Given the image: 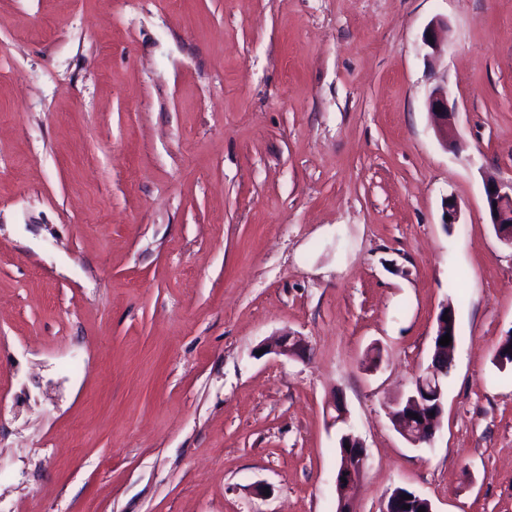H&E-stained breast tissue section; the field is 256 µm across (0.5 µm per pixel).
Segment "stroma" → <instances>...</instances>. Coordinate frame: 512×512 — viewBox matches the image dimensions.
Returning <instances> with one entry per match:
<instances>
[{"label":"stroma","instance_id":"1","mask_svg":"<svg viewBox=\"0 0 512 512\" xmlns=\"http://www.w3.org/2000/svg\"><path fill=\"white\" fill-rule=\"evenodd\" d=\"M487 173L512 179V0H0V512H336L348 430L355 512H512ZM446 304L416 447L390 412ZM426 108L444 145L456 152L462 151L464 144L455 132L452 121L455 110L449 105L448 90L440 85L434 87L427 97ZM443 315H447L448 321L443 320ZM455 323H456V318H455V311H454L453 307L449 306L448 304L444 305L441 308V311L439 312V314L437 316V329H436V334H435V338H434V343L438 344V347H437L438 350H443L448 355V361H450V366H452L453 354H454V350H455L456 343H457V339L455 338V330H454ZM446 334L450 335L451 342L447 346H442L439 344V341ZM437 360H439L438 367L440 370L443 371L445 368H447V365H448L447 360H442V359H439L438 357H437ZM450 366L448 365V371H446L444 373L445 378L451 369ZM342 440L338 448L341 456L336 476V512H353L351 502L363 479L368 457L361 439L352 432L342 435ZM346 445H349L350 449H346Z\"/></svg>","mask_w":512,"mask_h":512}]
</instances>
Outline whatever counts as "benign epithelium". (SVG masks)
Here are the masks:
<instances>
[{"label": "benign epithelium", "mask_w": 512, "mask_h": 512, "mask_svg": "<svg viewBox=\"0 0 512 512\" xmlns=\"http://www.w3.org/2000/svg\"><path fill=\"white\" fill-rule=\"evenodd\" d=\"M445 22L440 19L431 21L422 36L424 47L435 53L439 48V35ZM426 108L431 116L436 131L445 146L459 152L464 144L458 138L453 123L455 110L449 105L448 90L438 85L432 89L426 100ZM486 208L490 224L498 238L512 247V180L502 181L488 176L484 182ZM448 320H443V317ZM455 311L453 307L444 305L437 316V329L434 342H439L445 335H450L451 342L438 349L453 361L457 339L455 338ZM302 348L296 336L281 335L277 340L266 346V351L279 356H293ZM442 387L440 374L428 368L416 376L407 402L397 405L400 412H391L398 429L404 438L414 446L429 445L433 442L440 426L442 415ZM418 418H413V415ZM367 464V452L361 439L352 432L342 435L340 466L336 476L337 510L336 512H352L353 496L363 479ZM405 491L395 488L384 501L382 512H398V509L409 504L410 499L402 498Z\"/></svg>", "instance_id": "1"}]
</instances>
